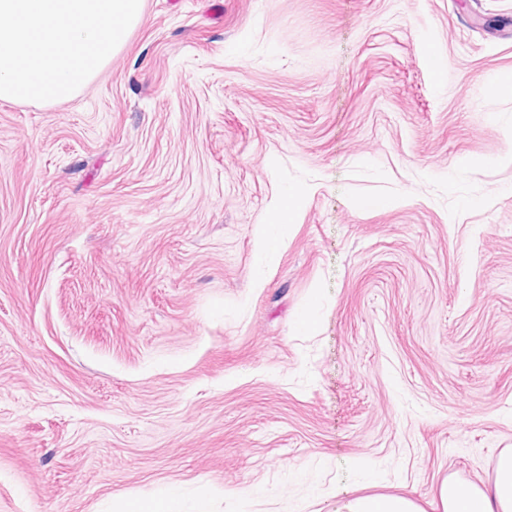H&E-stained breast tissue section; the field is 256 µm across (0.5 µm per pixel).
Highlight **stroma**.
Wrapping results in <instances>:
<instances>
[{"mask_svg":"<svg viewBox=\"0 0 512 512\" xmlns=\"http://www.w3.org/2000/svg\"><path fill=\"white\" fill-rule=\"evenodd\" d=\"M511 78L512 0H144L72 99L0 100V512L490 480ZM293 206L294 197L293 195L288 194L281 203L277 220L274 224L267 225L262 244V252L264 256L276 252L281 240L288 234V223H290L288 215L292 211Z\"/></svg>","mask_w":512,"mask_h":512,"instance_id":"obj_1","label":"stroma"}]
</instances>
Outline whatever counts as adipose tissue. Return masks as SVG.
<instances>
[{"label": "adipose tissue", "instance_id": "adipose-tissue-1", "mask_svg": "<svg viewBox=\"0 0 512 512\" xmlns=\"http://www.w3.org/2000/svg\"><path fill=\"white\" fill-rule=\"evenodd\" d=\"M435 499L439 512H512V450L502 452L488 483L477 485L444 479ZM336 512H423L405 494L353 496L340 501Z\"/></svg>", "mask_w": 512, "mask_h": 512}]
</instances>
